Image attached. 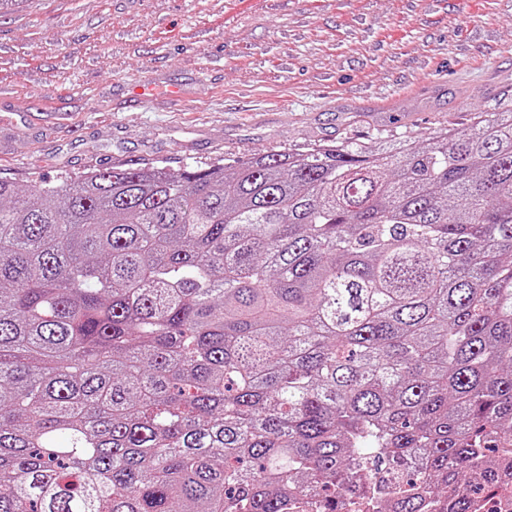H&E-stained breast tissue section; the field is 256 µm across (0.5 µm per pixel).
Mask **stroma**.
<instances>
[{
	"label": "stroma",
	"instance_id": "1",
	"mask_svg": "<svg viewBox=\"0 0 512 512\" xmlns=\"http://www.w3.org/2000/svg\"><path fill=\"white\" fill-rule=\"evenodd\" d=\"M504 105L512 0H22L0 16V178L22 189L101 163L424 136Z\"/></svg>",
	"mask_w": 512,
	"mask_h": 512
}]
</instances>
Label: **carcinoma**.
<instances>
[{
    "mask_svg": "<svg viewBox=\"0 0 512 512\" xmlns=\"http://www.w3.org/2000/svg\"><path fill=\"white\" fill-rule=\"evenodd\" d=\"M511 440L512 107L0 179V512H476Z\"/></svg>",
    "mask_w": 512,
    "mask_h": 512,
    "instance_id": "carcinoma-1",
    "label": "carcinoma"
}]
</instances>
